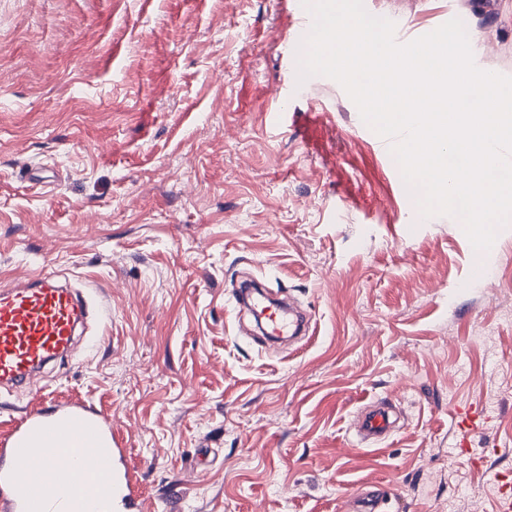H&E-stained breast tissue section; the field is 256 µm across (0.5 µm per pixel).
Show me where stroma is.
Wrapping results in <instances>:
<instances>
[{
  "label": "stroma",
  "mask_w": 512,
  "mask_h": 512,
  "mask_svg": "<svg viewBox=\"0 0 512 512\" xmlns=\"http://www.w3.org/2000/svg\"><path fill=\"white\" fill-rule=\"evenodd\" d=\"M365 8L411 36L458 17L476 66L512 77V0ZM295 22L284 0H0V282L53 272L111 306L0 422L51 398L99 406L142 512H166L172 485L183 512H337L367 485L381 512H500L512 225L480 255L455 218L410 221L344 88L290 89ZM248 277L311 314L308 344L248 337L227 295ZM376 400L398 428L358 445ZM472 405L489 419L464 456Z\"/></svg>",
  "instance_id": "35a3bbf8"
}]
</instances>
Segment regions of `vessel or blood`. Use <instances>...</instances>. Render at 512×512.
Listing matches in <instances>:
<instances>
[{
    "instance_id": "obj_1",
    "label": "vessel or blood",
    "mask_w": 512,
    "mask_h": 512,
    "mask_svg": "<svg viewBox=\"0 0 512 512\" xmlns=\"http://www.w3.org/2000/svg\"><path fill=\"white\" fill-rule=\"evenodd\" d=\"M231 296L250 301L271 340L294 338L303 317L284 303L253 293L236 281ZM92 313L90 300L60 277L38 272L0 287V391L32 382L72 349ZM384 402L359 415L360 444L378 445L395 431ZM120 429L89 402L57 403L15 417L0 434V512H92L94 500L112 512H140L144 488L129 470ZM380 490L361 489L344 500L343 512H377Z\"/></svg>"
}]
</instances>
